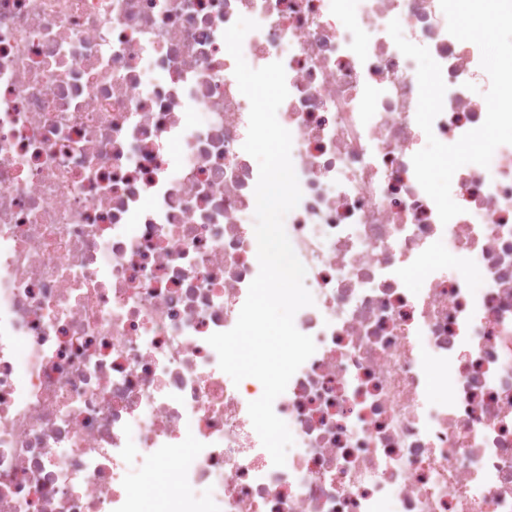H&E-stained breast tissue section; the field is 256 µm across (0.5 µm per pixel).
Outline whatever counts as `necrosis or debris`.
Segmentation results:
<instances>
[{
	"mask_svg": "<svg viewBox=\"0 0 512 512\" xmlns=\"http://www.w3.org/2000/svg\"><path fill=\"white\" fill-rule=\"evenodd\" d=\"M242 16L243 56L284 66L287 236L316 295L281 467L261 383L207 342L259 272ZM395 19L441 67L455 143L490 80L439 0H0V512H142L131 477L158 470L154 512H512V145L454 173L441 222Z\"/></svg>",
	"mask_w": 512,
	"mask_h": 512,
	"instance_id": "necrosis-or-debris-1",
	"label": "necrosis or debris"
}]
</instances>
